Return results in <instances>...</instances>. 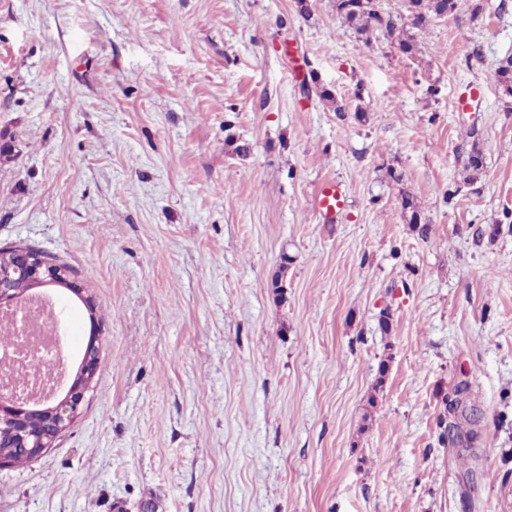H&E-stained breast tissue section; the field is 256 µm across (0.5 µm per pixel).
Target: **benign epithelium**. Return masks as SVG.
Wrapping results in <instances>:
<instances>
[{
	"mask_svg": "<svg viewBox=\"0 0 512 512\" xmlns=\"http://www.w3.org/2000/svg\"><path fill=\"white\" fill-rule=\"evenodd\" d=\"M58 281L76 296L78 285L50 260L24 250L8 249L0 254V313L9 315L26 307L25 293L47 281ZM100 364L96 341L88 343L75 378L69 385L59 379L41 397H24L0 391V432L6 430L14 447L25 448L36 456L50 448L55 439L74 422Z\"/></svg>",
	"mask_w": 512,
	"mask_h": 512,
	"instance_id": "1",
	"label": "benign epithelium"
}]
</instances>
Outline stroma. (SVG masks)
Segmentation results:
<instances>
[{
	"instance_id": "35a3bbf8",
	"label": "stroma",
	"mask_w": 512,
	"mask_h": 512,
	"mask_svg": "<svg viewBox=\"0 0 512 512\" xmlns=\"http://www.w3.org/2000/svg\"><path fill=\"white\" fill-rule=\"evenodd\" d=\"M483 2L410 57L336 0H0V247L72 269L71 363L100 350L0 512H512V0ZM461 380L473 468L439 440ZM346 191L341 183L325 182L315 200L317 212L320 213L325 223H334L346 206Z\"/></svg>"
}]
</instances>
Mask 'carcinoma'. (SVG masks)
Listing matches in <instances>:
<instances>
[{"mask_svg": "<svg viewBox=\"0 0 512 512\" xmlns=\"http://www.w3.org/2000/svg\"><path fill=\"white\" fill-rule=\"evenodd\" d=\"M461 0H403V8L410 17V26L406 27L398 22V17L379 7L376 0H336V12L344 23L361 34L379 33L392 44L396 45L404 54H414L417 51L415 35L411 29H421L434 19H441L455 13ZM495 76L503 87L504 93L512 97V57L501 60L496 69ZM402 208L411 211V223L418 225V234L429 239L431 228L420 223L417 205L405 196L401 202ZM478 408L474 405H464L460 415L451 425V432L446 437V443L459 448L464 453L476 455L474 442L479 438L477 431ZM0 452L7 453L12 463L21 465L33 460V457L23 448L10 447L8 435H0Z\"/></svg>", "mask_w": 512, "mask_h": 512, "instance_id": "cac0c4a2", "label": "carcinoma"}]
</instances>
